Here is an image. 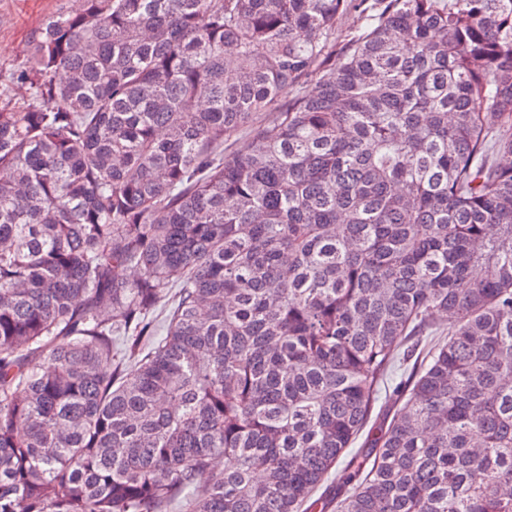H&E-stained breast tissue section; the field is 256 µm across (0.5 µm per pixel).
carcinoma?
<instances>
[{
    "mask_svg": "<svg viewBox=\"0 0 512 512\" xmlns=\"http://www.w3.org/2000/svg\"><path fill=\"white\" fill-rule=\"evenodd\" d=\"M31 44L0 512H512V0H76Z\"/></svg>",
    "mask_w": 512,
    "mask_h": 512,
    "instance_id": "carcinoma-1",
    "label": "carcinoma"
}]
</instances>
